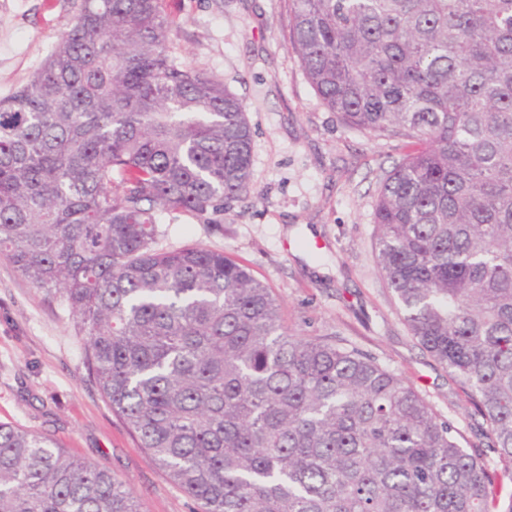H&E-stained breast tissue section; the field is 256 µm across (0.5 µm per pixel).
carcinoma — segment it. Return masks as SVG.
I'll return each instance as SVG.
<instances>
[{
	"label": "carcinoma",
	"mask_w": 512,
	"mask_h": 512,
	"mask_svg": "<svg viewBox=\"0 0 512 512\" xmlns=\"http://www.w3.org/2000/svg\"><path fill=\"white\" fill-rule=\"evenodd\" d=\"M284 7L320 103L419 143L380 184L376 261L487 450L373 358L287 332L224 252L155 248L162 216L222 224L251 193L246 105L170 55L163 0H84L0 98V255L68 308L89 376L198 512H512V0ZM0 512L141 507L0 423Z\"/></svg>",
	"instance_id": "carcinoma-1"
}]
</instances>
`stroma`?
I'll list each match as a JSON object with an SVG mask.
<instances>
[{
  "label": "stroma",
  "instance_id": "1",
  "mask_svg": "<svg viewBox=\"0 0 512 512\" xmlns=\"http://www.w3.org/2000/svg\"><path fill=\"white\" fill-rule=\"evenodd\" d=\"M84 0H0V98L25 84ZM173 57L222 80L246 103L253 191L220 224L159 225L156 246L199 245L245 265L276 295L285 328L344 342L415 386L472 435V407L412 337L375 261L378 187L412 149L372 139L322 107L288 39L281 0H165ZM0 423L48 436L112 472L143 512H194V501L138 448L84 359L66 306L0 257Z\"/></svg>",
  "mask_w": 512,
  "mask_h": 512
}]
</instances>
